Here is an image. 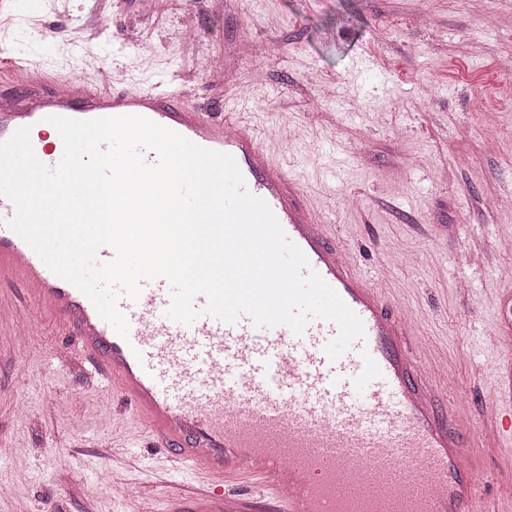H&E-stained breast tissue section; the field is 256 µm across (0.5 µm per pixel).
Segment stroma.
Returning a JSON list of instances; mask_svg holds the SVG:
<instances>
[{"label":"stroma","instance_id":"obj_1","mask_svg":"<svg viewBox=\"0 0 512 512\" xmlns=\"http://www.w3.org/2000/svg\"><path fill=\"white\" fill-rule=\"evenodd\" d=\"M103 31L91 53L108 64L107 92L137 80L181 88L212 111L225 89L258 95L239 111L276 161L299 176L320 219L418 325L416 352L444 358L464 422L490 412L491 350L484 336L495 294L512 285V0H16L7 42L25 67L78 77L55 55V35ZM242 47L217 83L208 67ZM351 157L344 178L320 155ZM446 237L415 233L420 219ZM66 345L42 320L22 353L0 347V512H162L193 488L188 470L142 496L164 461L146 447L121 398L104 405L97 377L60 363ZM488 475L480 512L512 498L501 451L465 435Z\"/></svg>","mask_w":512,"mask_h":512}]
</instances>
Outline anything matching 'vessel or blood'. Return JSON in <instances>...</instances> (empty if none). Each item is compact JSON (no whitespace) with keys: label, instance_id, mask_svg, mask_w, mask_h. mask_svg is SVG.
<instances>
[{"label":"vessel or blood","instance_id":"1","mask_svg":"<svg viewBox=\"0 0 512 512\" xmlns=\"http://www.w3.org/2000/svg\"><path fill=\"white\" fill-rule=\"evenodd\" d=\"M0 141L30 127L36 157L56 166L62 144L46 148L49 117L78 120L145 117L193 144L231 155L250 193L271 208L286 238L361 320L363 335L337 360L324 348L336 324L311 320L302 334L284 325L255 327L249 316L227 324L202 315L186 325L171 319L166 279L142 280L138 298L119 295L128 321L120 336L73 284L54 274L8 222L12 202L0 194V280L19 283L24 301L49 315L71 342L61 359L97 376L106 395H119L143 425L147 442L174 466L198 473L191 495L172 494L165 512H336V489L377 483L382 512H475L482 476L462 449L455 409L439 412L442 373L414 350L416 328L393 314L385 293L359 272L306 206L299 179L265 150L256 131L235 120L241 104L225 95L213 116L180 89L146 87L118 94L69 89L68 78L47 85L39 73L1 57ZM496 351L491 411L482 446L512 443V310L497 305L490 330ZM423 487L403 493L392 474ZM251 491L233 488V481Z\"/></svg>","mask_w":512,"mask_h":512}]
</instances>
